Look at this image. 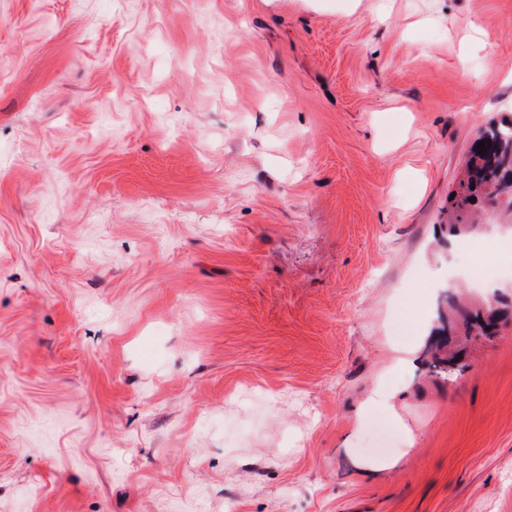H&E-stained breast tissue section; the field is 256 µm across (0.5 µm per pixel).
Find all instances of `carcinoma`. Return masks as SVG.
I'll return each instance as SVG.
<instances>
[{
	"label": "carcinoma",
	"instance_id": "carcinoma-1",
	"mask_svg": "<svg viewBox=\"0 0 512 512\" xmlns=\"http://www.w3.org/2000/svg\"><path fill=\"white\" fill-rule=\"evenodd\" d=\"M481 140L492 142L484 155L476 149ZM452 194L454 198L448 200V235L452 237L472 234L477 225L469 223L468 216L489 201L505 203L512 208V115L492 120L481 130ZM471 197L476 201H469ZM443 301L448 305V340L432 353L429 367L436 381L446 383L454 374L467 368L465 355L472 347L471 341L479 336L491 340L498 335L500 326L512 324V307L504 302H489L470 311L462 307L460 299L453 293L445 294ZM456 313L462 317L464 339L460 341L455 339L457 328L453 316Z\"/></svg>",
	"mask_w": 512,
	"mask_h": 512
}]
</instances>
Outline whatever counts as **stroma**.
<instances>
[{"label":"stroma","mask_w":512,"mask_h":512,"mask_svg":"<svg viewBox=\"0 0 512 512\" xmlns=\"http://www.w3.org/2000/svg\"><path fill=\"white\" fill-rule=\"evenodd\" d=\"M510 113L512 0H0V512H512ZM492 142L486 155L478 154L479 141ZM471 185H475L471 189ZM451 194L454 198L450 199ZM448 197V235L463 238L472 234L478 224H469L468 216L495 201L512 208V115L490 121L474 140L465 160L464 171L456 188ZM506 195L505 200L502 196ZM476 197V202L469 198ZM443 301L448 305V340L437 346L432 353L429 367L433 368L431 373L436 381L447 383L454 374L461 373L468 367L464 361L468 348L473 346L471 341L478 336L492 340L498 335L500 326L512 324V308L504 302L495 304L496 299L494 304L488 302L475 311L466 310L453 293L445 294ZM454 313H460L463 318L460 324L464 339L460 341L454 337L460 336L453 324Z\"/></svg>","instance_id":"stroma-1"}]
</instances>
